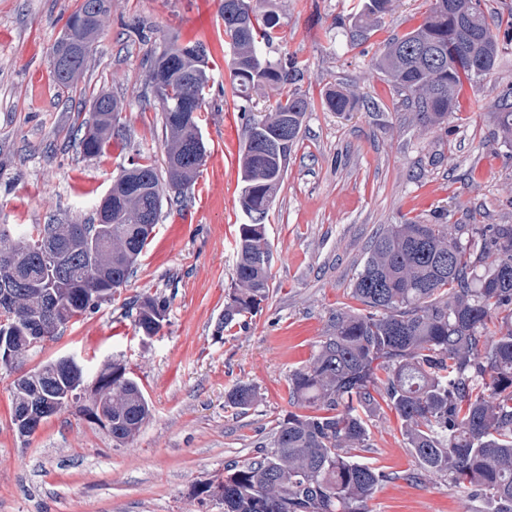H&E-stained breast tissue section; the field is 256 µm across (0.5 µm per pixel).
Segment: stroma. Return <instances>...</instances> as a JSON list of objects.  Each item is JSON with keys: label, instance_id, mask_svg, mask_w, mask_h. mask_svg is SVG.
Returning a JSON list of instances; mask_svg holds the SVG:
<instances>
[{"label": "stroma", "instance_id": "stroma-1", "mask_svg": "<svg viewBox=\"0 0 512 512\" xmlns=\"http://www.w3.org/2000/svg\"><path fill=\"white\" fill-rule=\"evenodd\" d=\"M224 0H112L84 72L67 88L50 73V48L78 0H0V225L87 224L122 171L142 155L163 161L161 109L146 83L148 58L172 39L209 50L211 89L201 127L204 165L182 198L165 201L126 287L26 352L23 371L71 357L85 384L119 360L152 413L128 446L86 412L88 398L20 436L12 421L18 373L0 368V512H224L196 492L225 463L252 457L294 406L288 375L317 350L330 312L351 305L350 283L373 237L390 224H512V141L493 103L512 80V47L495 73L464 84L446 128H427L375 66L392 38L418 26L430 0H397L363 44L350 42L355 0H277L281 40L272 59L295 58V89L315 100L265 221L272 252L268 298L243 325L221 327L245 218L238 163L245 121L224 90L231 81ZM154 31L142 40L136 24ZM353 94L349 112L320 100ZM107 92L126 135L94 158L77 130L90 101ZM164 298L167 321L139 333L123 304ZM21 370V371H22ZM258 392L247 411L227 391ZM362 457L393 473L369 512H486L484 497L447 480L408 481L416 463L399 420L381 407ZM257 399V392L254 386L250 383L240 382L236 384L227 393V402L229 406L246 411L249 407L253 406Z\"/></svg>", "mask_w": 512, "mask_h": 512}]
</instances>
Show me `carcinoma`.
<instances>
[{
  "label": "carcinoma",
  "instance_id": "carcinoma-1",
  "mask_svg": "<svg viewBox=\"0 0 512 512\" xmlns=\"http://www.w3.org/2000/svg\"><path fill=\"white\" fill-rule=\"evenodd\" d=\"M394 0H362L352 37L367 34ZM111 0H80L68 21L82 20V42H70L64 30L51 48L62 67H52L57 84L69 86L86 68ZM229 37L232 88L244 99L263 87L280 98L260 117L246 122L240 153L244 216L265 218L283 179L288 151L298 140L305 114L314 108L306 95L288 89L299 75L297 62H276L267 49L279 39L273 0H226L221 12ZM512 45V23L493 27L482 0H433L415 29L391 39L378 66L405 93L404 102L427 128L438 127L459 108L463 82L493 74L499 54ZM201 42L173 39L150 55L147 80L154 94L172 107L162 110L166 131L165 166L172 176L183 168L191 183L203 161L183 155L187 130H200L201 98L196 111L176 109L177 101L197 93L195 78L209 87V54L197 55ZM331 112H348L354 100L332 90L321 100ZM499 127L512 140V82L495 103ZM118 102L101 92L93 97L79 139L87 157H97L115 135ZM123 174L138 184L143 200L159 220L164 191L155 160L141 157ZM136 203L112 210L110 223L46 224L55 234L66 269L47 278L39 260L26 252L27 236L0 228V250L23 260V278L11 307L18 319L0 324V347L21 359L30 348L29 323L49 313L66 326L95 309L92 290L103 283L120 288L133 276L150 234L134 222ZM237 261L221 327L233 328L259 310L269 294L271 256L265 225H239ZM492 268L482 274L489 255ZM350 294L362 308L340 307L329 314L325 336L305 364L292 370L288 387L298 412H289L274 428L269 444L255 456L224 465V474L197 492L216 500L224 512H368L367 502L388 474L358 459L353 451L370 447V426L380 402L397 414L417 470L412 482L432 477L451 486L468 484L489 499L490 512H512V225L389 224L372 241L369 255L353 278ZM134 324L145 336L157 335L166 321L167 303L149 295L128 302ZM59 358L14 382L19 402L61 411L80 400L73 378L56 367ZM106 385L96 402L104 427L117 445L131 442L150 415L140 384L118 361L102 371ZM257 399L250 383L227 393L229 406L247 410Z\"/></svg>",
  "mask_w": 512,
  "mask_h": 512
}]
</instances>
